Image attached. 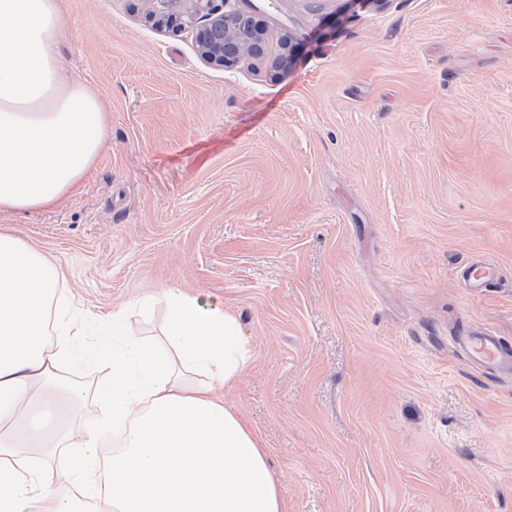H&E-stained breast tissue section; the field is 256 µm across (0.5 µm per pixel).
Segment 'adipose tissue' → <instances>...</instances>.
I'll use <instances>...</instances> for the list:
<instances>
[{
	"mask_svg": "<svg viewBox=\"0 0 512 512\" xmlns=\"http://www.w3.org/2000/svg\"><path fill=\"white\" fill-rule=\"evenodd\" d=\"M66 31L61 0H0V212L59 203L103 146L107 113L63 65ZM61 278L0 231V512H285L267 449L221 397L253 358L238 314L167 291L159 344L113 311L112 342L95 351L103 413L84 420L86 395L61 374L84 333Z\"/></svg>",
	"mask_w": 512,
	"mask_h": 512,
	"instance_id": "1",
	"label": "adipose tissue"
}]
</instances>
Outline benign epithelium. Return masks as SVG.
<instances>
[{"label":"benign epithelium","instance_id":"7a95c632","mask_svg":"<svg viewBox=\"0 0 512 512\" xmlns=\"http://www.w3.org/2000/svg\"><path fill=\"white\" fill-rule=\"evenodd\" d=\"M147 16L158 25L191 27L201 58L218 68L243 61L265 62L273 70L291 64L297 43L285 32L270 45L251 17L236 8L237 0H142Z\"/></svg>","mask_w":512,"mask_h":512}]
</instances>
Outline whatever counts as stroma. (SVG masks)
<instances>
[{"label": "stroma", "mask_w": 512, "mask_h": 512, "mask_svg": "<svg viewBox=\"0 0 512 512\" xmlns=\"http://www.w3.org/2000/svg\"><path fill=\"white\" fill-rule=\"evenodd\" d=\"M287 70L215 68L134 0H63V60L108 110L77 191L2 214L57 259L92 342L113 310L161 341L178 288L253 348L224 400L287 512H512V0H240ZM501 278L472 295L460 268ZM455 344L462 348L468 359L479 368L495 370L506 366L512 372V356L505 353L499 338L491 331L458 336Z\"/></svg>", "instance_id": "obj_1"}]
</instances>
